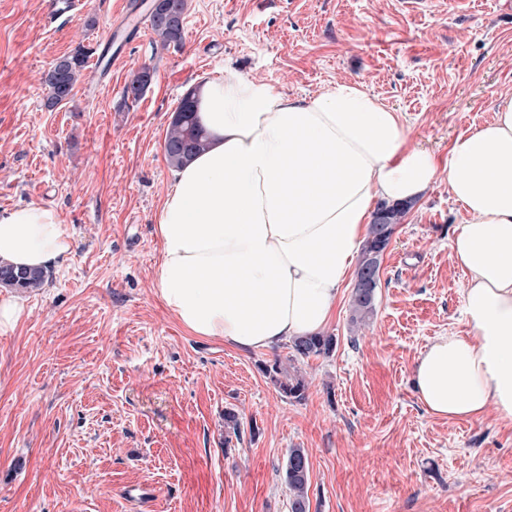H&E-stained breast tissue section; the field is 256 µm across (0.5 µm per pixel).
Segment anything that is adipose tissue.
Returning <instances> with one entry per match:
<instances>
[{"mask_svg": "<svg viewBox=\"0 0 512 512\" xmlns=\"http://www.w3.org/2000/svg\"><path fill=\"white\" fill-rule=\"evenodd\" d=\"M205 152L175 172L158 215L157 291L182 326L244 351L321 331L377 202L412 204L446 171L467 220L448 243L468 275L464 330L418 357L437 417L512 420V97L445 163L356 81L294 98L225 65L199 90ZM73 240L55 211L0 212V260L49 271Z\"/></svg>", "mask_w": 512, "mask_h": 512, "instance_id": "obj_1", "label": "adipose tissue"}]
</instances>
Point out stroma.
Listing matches in <instances>:
<instances>
[{"label": "stroma", "instance_id": "1", "mask_svg": "<svg viewBox=\"0 0 512 512\" xmlns=\"http://www.w3.org/2000/svg\"><path fill=\"white\" fill-rule=\"evenodd\" d=\"M0 0V211L53 209L73 250L0 335V512H290L289 449L310 512H512V422L431 415L420 353L462 329L468 277L448 243L467 215L439 174L398 224L376 312L352 332L347 276L330 355L298 363L303 401L265 373L291 349L192 335L161 301L163 142L181 98L232 64L293 97L362 84L446 159L512 94V0H188L180 43L105 39L118 0ZM122 62L47 109L44 76L77 48ZM144 95L124 89L142 67ZM237 412L241 441L224 440ZM309 463L302 448H293L285 464V482L291 494V512H310Z\"/></svg>", "mask_w": 512, "mask_h": 512}]
</instances>
